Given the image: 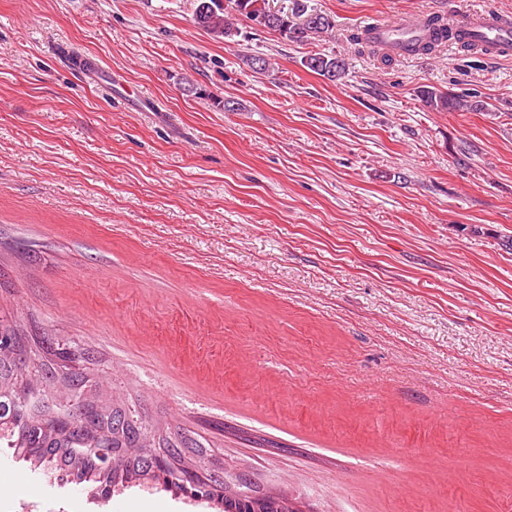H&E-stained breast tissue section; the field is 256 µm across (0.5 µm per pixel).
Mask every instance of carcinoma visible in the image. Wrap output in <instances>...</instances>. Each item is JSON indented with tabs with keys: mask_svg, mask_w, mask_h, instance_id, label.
I'll list each match as a JSON object with an SVG mask.
<instances>
[{
	"mask_svg": "<svg viewBox=\"0 0 512 512\" xmlns=\"http://www.w3.org/2000/svg\"><path fill=\"white\" fill-rule=\"evenodd\" d=\"M262 0H228L230 9L247 18L259 11ZM297 13L314 20L300 27L282 12L268 18L264 29L290 42H306L332 31V19L296 0ZM223 0H198L195 22L215 37L233 36L226 21ZM432 34L426 40L403 46L408 55H428L448 40L452 32L443 19H431ZM311 71L332 81L345 77L344 58L321 53L304 60ZM418 97L436 112L458 110L466 101L436 88L422 86ZM32 333L12 317L0 314V446L16 456L35 461L61 484L85 485L106 499L117 487L139 480L151 481L156 490L177 493L185 488L191 496L216 501L224 512H301L281 492L260 493L250 487L226 492L221 484L190 485L189 463H202L208 448L190 433H162L134 406L122 400L90 396L97 381L84 370H57L49 345L36 342ZM154 433L152 447L143 439Z\"/></svg>",
	"mask_w": 512,
	"mask_h": 512,
	"instance_id": "carcinoma-1",
	"label": "carcinoma"
}]
</instances>
